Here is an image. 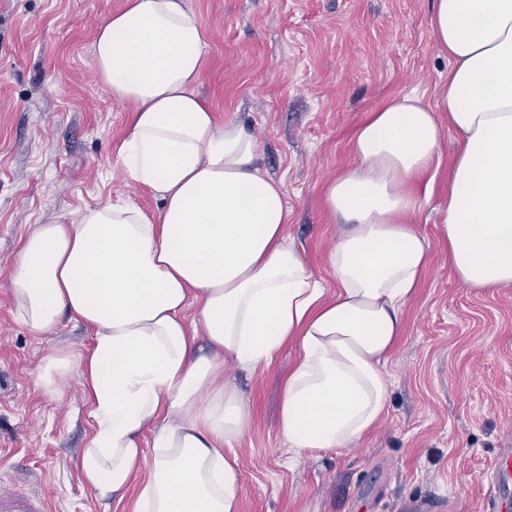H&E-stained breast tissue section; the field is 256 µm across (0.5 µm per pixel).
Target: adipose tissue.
Wrapping results in <instances>:
<instances>
[{
    "label": "adipose tissue",
    "instance_id": "1",
    "mask_svg": "<svg viewBox=\"0 0 512 512\" xmlns=\"http://www.w3.org/2000/svg\"><path fill=\"white\" fill-rule=\"evenodd\" d=\"M451 66L433 102L415 94L369 112L351 165L324 204L344 228L324 256L334 292L286 234L281 182L261 143L199 95L208 47L189 0H124L99 24L95 73L130 108L119 154L160 208L105 201L21 238L8 275L14 322L30 335L63 320L93 332L87 354L46 355L35 385L78 375L94 432L79 459L102 499L133 512H240L231 448L252 408L224 372L299 355L283 381L280 433L291 464L359 444L388 413V359L405 331L431 242L462 287L512 285V0H434ZM457 138L435 238L411 224L429 201L444 127Z\"/></svg>",
    "mask_w": 512,
    "mask_h": 512
}]
</instances>
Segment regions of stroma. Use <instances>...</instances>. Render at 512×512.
Masks as SVG:
<instances>
[{"mask_svg": "<svg viewBox=\"0 0 512 512\" xmlns=\"http://www.w3.org/2000/svg\"><path fill=\"white\" fill-rule=\"evenodd\" d=\"M124 0H0V482L50 512H133L99 499L78 462L92 435L77 378L38 390L45 355H79L93 336L63 322L34 337L17 326L5 289L19 240L67 224L105 199L152 212L159 201L121 173L128 106L94 71L100 20ZM210 43L201 96L219 118L263 142L261 166L282 182L287 234L324 288L321 258L340 230L324 183L351 162L368 112L414 92L431 101L449 60L432 34V0H190ZM404 312L386 372L389 412L357 447L288 464L278 423L282 381L297 358L244 378L253 420L234 451L241 512H484V476L512 441V287L455 283L441 245Z\"/></svg>", "mask_w": 512, "mask_h": 512, "instance_id": "stroma-1", "label": "stroma"}]
</instances>
